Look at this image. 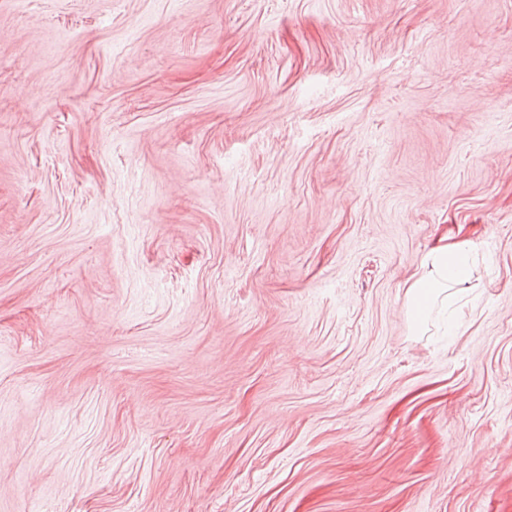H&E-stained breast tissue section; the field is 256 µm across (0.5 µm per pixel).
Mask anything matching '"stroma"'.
<instances>
[{"label":"stroma","instance_id":"1","mask_svg":"<svg viewBox=\"0 0 512 512\" xmlns=\"http://www.w3.org/2000/svg\"><path fill=\"white\" fill-rule=\"evenodd\" d=\"M0 512H512V0H0ZM420 273H415L407 286L409 302L415 311L414 322L423 321L432 300H436L448 288L454 294H463L471 278V268L466 249L458 243H449L448 237L423 257Z\"/></svg>","mask_w":512,"mask_h":512}]
</instances>
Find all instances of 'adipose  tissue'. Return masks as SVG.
Segmentation results:
<instances>
[{"instance_id": "adipose-tissue-1", "label": "adipose tissue", "mask_w": 512, "mask_h": 512, "mask_svg": "<svg viewBox=\"0 0 512 512\" xmlns=\"http://www.w3.org/2000/svg\"><path fill=\"white\" fill-rule=\"evenodd\" d=\"M420 267V273L412 276L407 289L409 302L419 320L428 312L432 300L450 289L464 293L471 278L466 249L444 238L426 253Z\"/></svg>"}]
</instances>
